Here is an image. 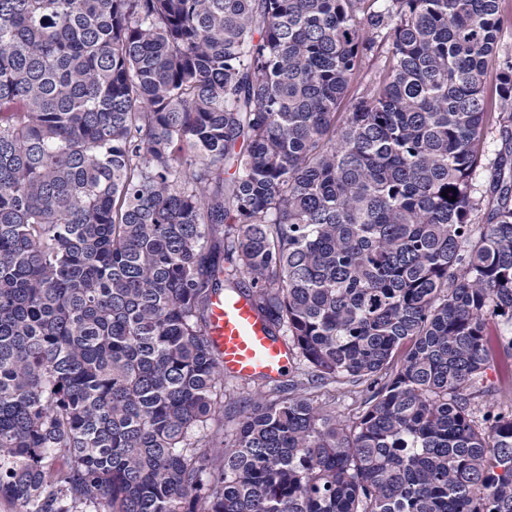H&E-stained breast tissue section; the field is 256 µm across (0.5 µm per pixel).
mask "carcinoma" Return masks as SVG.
Segmentation results:
<instances>
[{"mask_svg":"<svg viewBox=\"0 0 512 512\" xmlns=\"http://www.w3.org/2000/svg\"><path fill=\"white\" fill-rule=\"evenodd\" d=\"M502 2L0 0L10 512H512ZM224 290L306 376L232 434ZM362 387L340 386L338 384L328 385L321 390V393L326 394V398H330L332 403H335L336 412L349 420L352 419L358 411L360 405V391Z\"/></svg>","mask_w":512,"mask_h":512,"instance_id":"cac0c4a2","label":"carcinoma"}]
</instances>
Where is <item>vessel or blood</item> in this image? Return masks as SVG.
<instances>
[{"label": "vessel or blood", "instance_id": "obj_1", "mask_svg": "<svg viewBox=\"0 0 512 512\" xmlns=\"http://www.w3.org/2000/svg\"><path fill=\"white\" fill-rule=\"evenodd\" d=\"M209 337L225 373L231 375L274 381L292 363L286 343L272 335L253 301L234 291L214 297Z\"/></svg>", "mask_w": 512, "mask_h": 512}]
</instances>
